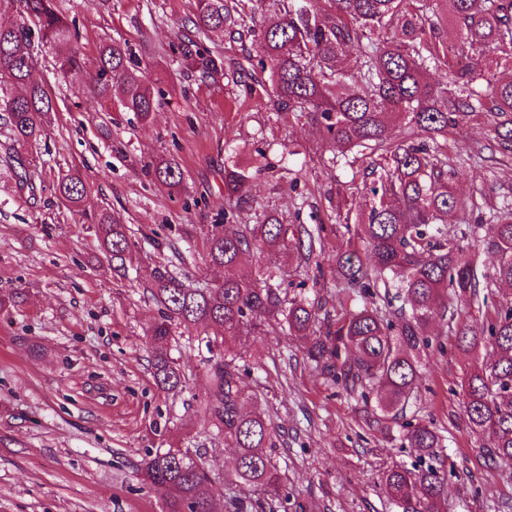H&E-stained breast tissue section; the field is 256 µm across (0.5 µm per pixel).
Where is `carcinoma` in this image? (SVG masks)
<instances>
[{
  "mask_svg": "<svg viewBox=\"0 0 512 512\" xmlns=\"http://www.w3.org/2000/svg\"><path fill=\"white\" fill-rule=\"evenodd\" d=\"M16 3L23 22L0 26V118L18 146L9 160L21 169L22 185L32 183L33 160L20 149L37 141L55 102L30 82L36 52L54 51L60 73L80 70L86 61L72 43L77 33L55 0H0ZM192 33L170 45L180 65L203 82L224 78L264 92L275 112L307 113L321 128L333 159L352 167L366 152H384L382 173L362 181L372 196L367 215L345 224L347 249L336 254V273L347 294L363 306L331 319L319 317L305 300H283L269 280L244 270L211 288H189L178 276L157 272L152 297L160 318L150 336L157 385L175 390L183 375L170 352L172 326L213 331L207 347L222 350L209 369L204 411L236 448V469L224 495L225 512H274L270 502H288L268 449L274 430L264 412L246 408L250 396L233 364L230 340L257 330L280 315L288 335L306 341L305 356L322 375L365 399L379 392L377 409L393 422L406 413L420 378L421 355L432 339L428 324L439 318L455 331L459 349L489 351L466 371L464 416L473 431L491 436L489 455L512 465V300L488 304L512 287V203L478 212L487 226V245L497 253L489 272L477 268L448 219L462 206L456 170L448 159V134L487 121L477 155L485 162L512 159V79L498 78L494 65L512 64V0H195L188 19ZM222 33L238 46L228 60L199 47L192 34ZM443 66L446 79L431 82L429 71ZM124 112L147 122L157 95L142 72L129 66L127 46L114 41L98 49L90 93L112 101L113 88ZM262 172L235 165L224 169V189L248 203L245 191ZM155 177L177 187L182 172L173 160L154 166ZM58 193L74 205L87 188L73 171ZM100 250L124 260L130 248L126 225L108 212L94 217ZM321 236L304 224H284L264 215L249 231L230 222L210 234L208 258L237 268L252 251L296 254L310 259ZM399 307H394V302ZM481 306L471 319L461 306ZM403 440L419 452L411 468L393 466L383 487L399 512H448L444 499L442 439L423 422L403 424ZM143 481L167 490L163 512H217L213 480L201 457L181 448L150 450Z\"/></svg>",
  "mask_w": 512,
  "mask_h": 512,
  "instance_id": "cac0c4a2",
  "label": "carcinoma"
}]
</instances>
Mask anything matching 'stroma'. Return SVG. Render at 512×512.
Returning <instances> with one entry per match:
<instances>
[{"label": "stroma", "instance_id": "stroma-1", "mask_svg": "<svg viewBox=\"0 0 512 512\" xmlns=\"http://www.w3.org/2000/svg\"><path fill=\"white\" fill-rule=\"evenodd\" d=\"M194 2L57 0L87 61L101 42L126 43L162 90L149 122L101 106L86 89L87 72L60 76L43 54L32 80L51 93L55 110L24 152L36 164L33 187L20 184L8 160L10 132L0 121V295L15 297L0 310V512H162L165 489L144 484L140 469L147 449L172 444L202 456L215 496H223L234 452L201 407L210 367L204 332L174 329L171 355L184 385L173 391L154 381L148 338L158 317L150 294L158 270L193 288L226 274L207 260L212 227L229 207L225 165L250 169L262 154L269 162L250 183L236 223L270 211L286 224L323 228L322 248L309 261L257 252L253 273L280 263L284 274L273 282L280 295L332 317L360 305L343 292L333 258L345 246L339 214L368 211L352 183L364 163H333L309 116L269 111L243 87L202 83L183 70L168 46ZM484 138V124L472 123L449 137L448 154L466 203L451 227L467 230L479 266L489 267L496 254L485 230L473 228L469 207L512 199V161L483 166L474 153ZM163 158L179 164V188L155 178ZM75 168L87 186L78 209L56 190ZM104 209L130 229L120 268L102 255L90 227ZM429 332L446 351L425 358L406 415L433 427L448 463L467 476L448 481V512H512V468L488 458L489 435L463 418L461 382L472 358L456 349L447 322L434 321ZM237 350L245 388L274 429L272 458L290 500L306 512H397L382 474L418 461L415 449L401 445V425L377 422L372 408L310 364L303 341L277 321Z\"/></svg>", "mask_w": 512, "mask_h": 512}]
</instances>
